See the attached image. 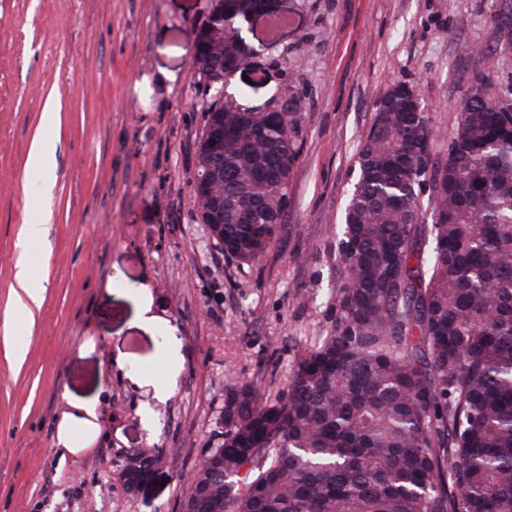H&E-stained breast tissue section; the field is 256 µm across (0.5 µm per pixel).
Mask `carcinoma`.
<instances>
[{"instance_id":"carcinoma-1","label":"carcinoma","mask_w":512,"mask_h":512,"mask_svg":"<svg viewBox=\"0 0 512 512\" xmlns=\"http://www.w3.org/2000/svg\"><path fill=\"white\" fill-rule=\"evenodd\" d=\"M224 59L244 61L237 7L217 0ZM224 110V255L258 261L278 239L301 109ZM424 112L375 109L357 155L332 330L270 400L224 397L203 470L216 512H512V99L468 84L445 151ZM430 215L431 223L424 216ZM158 453L121 471L151 473Z\"/></svg>"}]
</instances>
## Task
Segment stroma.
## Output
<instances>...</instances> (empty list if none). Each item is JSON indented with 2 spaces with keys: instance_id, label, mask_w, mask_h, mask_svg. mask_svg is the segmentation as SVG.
<instances>
[{
  "instance_id": "35a3bbf8",
  "label": "stroma",
  "mask_w": 512,
  "mask_h": 512,
  "mask_svg": "<svg viewBox=\"0 0 512 512\" xmlns=\"http://www.w3.org/2000/svg\"><path fill=\"white\" fill-rule=\"evenodd\" d=\"M503 2L288 0L276 42L257 23L258 54L229 90L261 105L290 87L300 153L278 240L241 266L198 223L191 192L212 100L190 70L192 33L214 0H0V512H178L226 389L275 398L332 329L342 213L382 94L415 87L441 152L473 70L512 92ZM39 134L56 149L49 188L26 166ZM39 222L45 291L18 362L5 333L16 243ZM87 400L99 434L63 451L57 426ZM134 448L165 463L130 494L119 472Z\"/></svg>"
}]
</instances>
